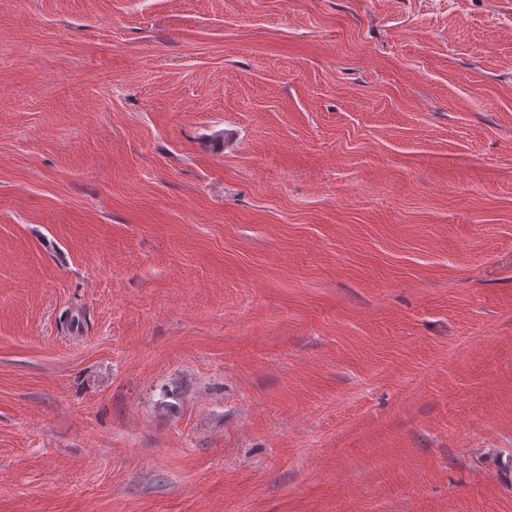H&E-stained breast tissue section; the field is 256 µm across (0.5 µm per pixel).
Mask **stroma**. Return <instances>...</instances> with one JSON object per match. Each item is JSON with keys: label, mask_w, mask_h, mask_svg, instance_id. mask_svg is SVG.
<instances>
[{"label": "stroma", "mask_w": 512, "mask_h": 512, "mask_svg": "<svg viewBox=\"0 0 512 512\" xmlns=\"http://www.w3.org/2000/svg\"><path fill=\"white\" fill-rule=\"evenodd\" d=\"M0 512H512V0H0Z\"/></svg>", "instance_id": "1"}]
</instances>
